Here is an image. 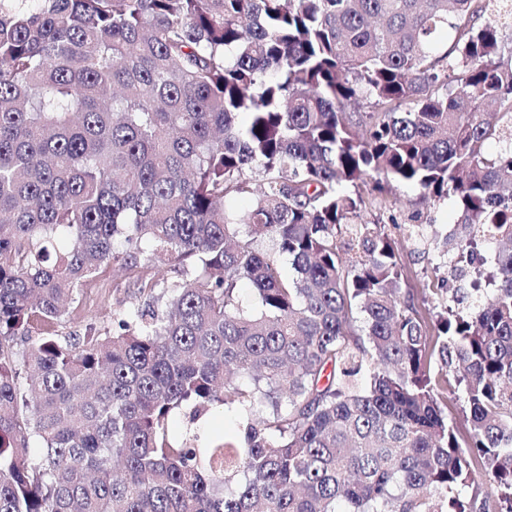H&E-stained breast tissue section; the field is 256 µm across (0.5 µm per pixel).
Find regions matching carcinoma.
I'll list each match as a JSON object with an SVG mask.
<instances>
[{
	"instance_id": "obj_1",
	"label": "carcinoma",
	"mask_w": 512,
	"mask_h": 512,
	"mask_svg": "<svg viewBox=\"0 0 512 512\" xmlns=\"http://www.w3.org/2000/svg\"><path fill=\"white\" fill-rule=\"evenodd\" d=\"M13 2L0 512H512L499 0ZM390 181L458 214L460 283L429 319L385 225L360 220ZM483 249L493 272L464 282ZM110 267L143 302L60 331ZM450 364L463 444L431 375ZM219 407L234 439L203 444Z\"/></svg>"
}]
</instances>
